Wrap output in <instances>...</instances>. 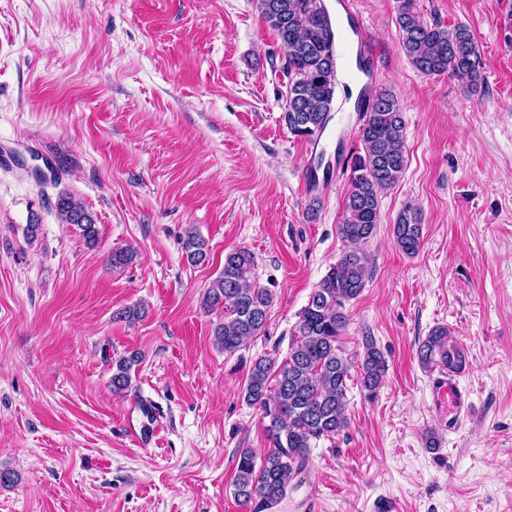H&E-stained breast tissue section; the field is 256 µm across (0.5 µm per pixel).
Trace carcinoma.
<instances>
[{
    "mask_svg": "<svg viewBox=\"0 0 512 512\" xmlns=\"http://www.w3.org/2000/svg\"><path fill=\"white\" fill-rule=\"evenodd\" d=\"M256 7L275 32L285 52L288 98L283 115L290 132L300 138L321 133L336 94L332 21L321 0H256ZM398 36L404 53L425 75L448 74L474 87L483 80V60L471 29L429 25L420 19L416 0H396ZM360 151L352 157L343 218L337 232L348 245L319 282L302 309L288 354H265L254 360L241 397L257 405L264 417L269 449L261 456L252 448L237 452L234 495L254 512L277 503L301 474L316 441L338 436L348 425V381L352 363L343 355L340 339L350 324L347 305L357 299L370 277L362 245L380 224L381 194L392 189L407 166L404 119L399 101L389 89L371 93L359 129ZM58 215L75 226L86 244H98L96 223L72 196L61 194ZM423 214L406 207L392 224L395 245L407 255L419 251ZM189 263L202 264L206 241L190 230L183 241ZM254 256L239 248L224 256V267L203 296V305L221 312L213 336L216 345L232 353L264 328L273 302L271 289L253 279ZM417 357L426 368L438 366L458 373L467 366L465 352L448 338V328L436 326L419 343ZM140 361L132 352L112 363V391L131 387V368ZM360 387L368 400L377 397L387 361L370 336L364 337L359 363Z\"/></svg>",
    "mask_w": 512,
    "mask_h": 512,
    "instance_id": "obj_1",
    "label": "carcinoma"
}]
</instances>
